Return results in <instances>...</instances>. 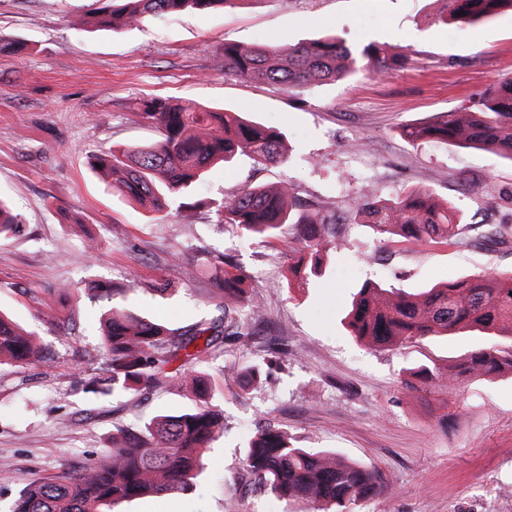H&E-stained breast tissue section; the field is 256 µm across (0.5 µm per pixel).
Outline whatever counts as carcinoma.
Returning a JSON list of instances; mask_svg holds the SVG:
<instances>
[{"label": "carcinoma", "mask_w": 512, "mask_h": 512, "mask_svg": "<svg viewBox=\"0 0 512 512\" xmlns=\"http://www.w3.org/2000/svg\"><path fill=\"white\" fill-rule=\"evenodd\" d=\"M95 25L117 32L135 26L148 15L189 9L211 11L244 0H96ZM512 9V0H443L444 20L473 23ZM465 14L458 16L456 12ZM386 74L396 61L371 48L364 51ZM356 58L346 42L329 34L282 51L262 44L224 43V76L275 84L286 90L317 82L349 79ZM138 116L150 121L159 138L91 156V167L105 178L112 195L138 203L150 214L171 209L187 216L197 202L185 192L209 167L230 164L240 154L256 166L283 161V136L241 112L210 110L173 103L167 98L144 99ZM413 141L437 139L461 147L485 149L512 162V80L485 92L462 112H440L431 121L404 128ZM362 223L399 242L457 246L466 234L482 229L481 237L512 246L508 224H465L461 212L439 204L422 189L408 191L394 202H383L366 191L349 206ZM222 224H232L263 242L300 227L299 251L307 256L312 275L321 272L324 254L336 246L339 224L305 211L291 187L255 185L216 204ZM20 220L0 202V239L16 232ZM227 292L244 302L246 314L221 306L222 316L209 322L172 328L149 321L122 306L104 317L102 351L107 357L106 381L112 389L138 391L167 377L165 367L180 361L190 366L203 342L209 349L221 336L250 335V321L261 316L260 306L246 297L242 281L227 277ZM373 283L360 289L347 314L353 335L373 347H391L412 340L452 336L482 329L505 337L508 344L479 348L458 364L474 375L512 373V274L463 278L419 294L397 299ZM42 359L37 334L0 316V365H30ZM201 403L177 415H163L134 433L121 431L112 451L85 474L32 485L13 504L11 512H112L115 505L168 492H188L202 467V457L224 428L223 415L211 405L209 375L195 377ZM244 471L261 489L306 512H349L351 506L373 500L383 491L379 471L358 462H342L330 451H312L291 442L288 433L263 428L250 440Z\"/></svg>", "instance_id": "obj_1"}]
</instances>
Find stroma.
<instances>
[{"label":"stroma","mask_w":512,"mask_h":512,"mask_svg":"<svg viewBox=\"0 0 512 512\" xmlns=\"http://www.w3.org/2000/svg\"><path fill=\"white\" fill-rule=\"evenodd\" d=\"M95 0H0V198L18 214L0 241V312L41 338V362L0 367V512L39 481L88 469L112 449L116 429L143 428L192 407L167 385L93 392L106 377L100 317L112 304L186 326L219 314L216 284L244 278L263 313L244 337L228 336L194 368L211 375L224 432L205 454L190 492L119 504L114 512H296L244 478L250 437L265 424L295 444L375 467L385 492L352 512H512V377L459 375L456 389L409 368L454 366L484 345L477 332L378 349L356 342L343 312L363 282L397 292L512 271V249L389 243L354 220L348 205L370 188L394 201L407 188L433 192L468 224L512 225V162L438 142L411 143L405 127L459 111L512 78V12L475 24L443 22L438 0H243L223 10L146 17L120 32L88 18ZM84 29H75L78 19ZM327 33L353 53L377 47L401 66L375 75L362 59L344 82L291 91L224 76L225 41L291 47ZM154 96L236 108L285 135L287 159L266 168L247 157L213 167L193 191L189 218L156 220L113 196L89 155L157 139L137 117ZM288 181L302 201L341 227L320 275L297 270L293 233L273 243L219 223L215 201L256 184ZM100 246L87 251L89 238ZM194 278H187L188 267ZM163 278L165 292L150 290ZM114 298L87 295L97 282ZM72 289L61 301V286ZM288 347L255 384L269 343Z\"/></svg>","instance_id":"1"}]
</instances>
